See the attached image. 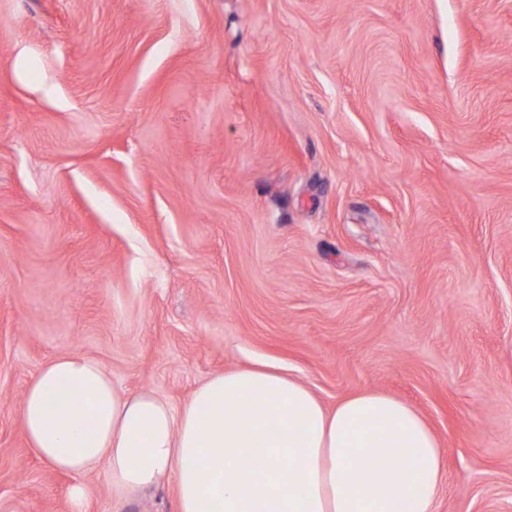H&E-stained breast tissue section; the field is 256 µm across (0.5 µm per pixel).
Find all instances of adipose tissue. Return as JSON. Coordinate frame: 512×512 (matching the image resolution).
Masks as SVG:
<instances>
[{
    "label": "adipose tissue",
    "instance_id": "adipose-tissue-1",
    "mask_svg": "<svg viewBox=\"0 0 512 512\" xmlns=\"http://www.w3.org/2000/svg\"><path fill=\"white\" fill-rule=\"evenodd\" d=\"M22 419L54 468L106 466L121 501L174 483L176 512H435L446 479L437 435L406 403L362 390L330 411L264 363L214 375L176 411L66 354L30 384Z\"/></svg>",
    "mask_w": 512,
    "mask_h": 512
}]
</instances>
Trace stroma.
Here are the masks:
<instances>
[{
	"instance_id": "35a3bbf8",
	"label": "stroma",
	"mask_w": 512,
	"mask_h": 512,
	"mask_svg": "<svg viewBox=\"0 0 512 512\" xmlns=\"http://www.w3.org/2000/svg\"><path fill=\"white\" fill-rule=\"evenodd\" d=\"M69 353L386 392L437 512H512V0H0V512H175L30 447Z\"/></svg>"
}]
</instances>
